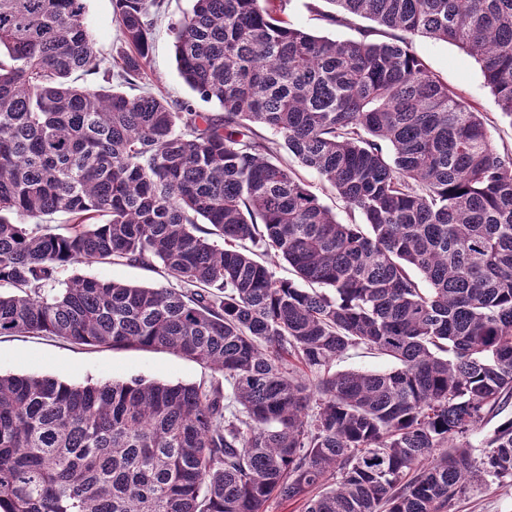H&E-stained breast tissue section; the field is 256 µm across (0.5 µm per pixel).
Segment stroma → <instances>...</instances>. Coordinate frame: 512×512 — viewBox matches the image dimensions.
Returning a JSON list of instances; mask_svg holds the SVG:
<instances>
[{
	"label": "stroma",
	"instance_id": "1",
	"mask_svg": "<svg viewBox=\"0 0 512 512\" xmlns=\"http://www.w3.org/2000/svg\"><path fill=\"white\" fill-rule=\"evenodd\" d=\"M192 7V0H164L153 31L148 63L135 84L113 79L117 91L137 95L143 92L170 104L188 105L198 112L216 111L215 103L204 101L180 77L174 53L172 26ZM284 15L305 31L336 39L353 37V29L328 24L322 15L325 0H285ZM87 22L95 40L102 68H110L113 56L125 44L113 17L112 0H86ZM414 51L429 69L449 87L458 91L466 104L481 112L493 127L499 151L512 152V124L501 115L478 63L456 45L426 37H414ZM76 275L113 280L130 285L159 287L163 278L156 272L128 264H78L61 269L59 280ZM0 373L48 376L83 383L128 380L141 377L168 383H197L209 380L210 370L198 362L163 349L83 346L55 336H0ZM450 512H512V485L492 483L457 498Z\"/></svg>",
	"mask_w": 512,
	"mask_h": 512
}]
</instances>
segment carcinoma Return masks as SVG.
I'll list each match as a JSON object with an SVG mask.
<instances>
[{"mask_svg":"<svg viewBox=\"0 0 512 512\" xmlns=\"http://www.w3.org/2000/svg\"><path fill=\"white\" fill-rule=\"evenodd\" d=\"M193 0L180 76L219 113L99 74L86 0H0V335L155 347L214 376L0 375V512H449L512 482V154L412 49H464L512 124V0ZM162 0H113L126 82ZM272 132L268 138L257 131ZM334 187L343 224L280 150ZM56 215L66 216L58 229ZM285 261L295 280L259 256ZM160 268L177 288L74 276ZM364 345L387 371H332ZM284 7V17L292 24L318 36L345 39L356 34L354 27L370 26L379 31L380 35L376 36L378 39L387 40L389 34L393 32L364 19L354 20L351 28L330 25L321 17L322 13L328 10L323 0H285ZM74 275H83L102 280H113L130 285L138 286H169L156 272L139 265L128 264H78L61 269L58 274V281L53 288H60L58 282H63Z\"/></svg>","mask_w":512,"mask_h":512,"instance_id":"carcinoma-1","label":"carcinoma"}]
</instances>
